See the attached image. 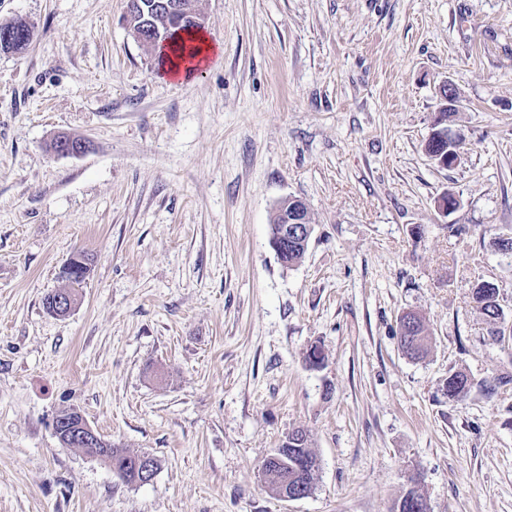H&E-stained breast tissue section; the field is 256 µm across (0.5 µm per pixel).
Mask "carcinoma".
Listing matches in <instances>:
<instances>
[{
  "label": "carcinoma",
  "instance_id": "cac0c4a2",
  "mask_svg": "<svg viewBox=\"0 0 512 512\" xmlns=\"http://www.w3.org/2000/svg\"><path fill=\"white\" fill-rule=\"evenodd\" d=\"M164 0H141L144 8L143 22L155 29V41L151 47L171 45L172 51L178 53L182 47L175 43L179 32L187 31L190 25L178 22L161 11ZM307 248L288 245L278 259L286 267H293L304 258ZM477 308L486 317L489 324H497L494 303L498 301L499 287L491 283L477 285L473 293ZM429 336L424 322L414 319V329L408 335L401 336V346L409 354L420 356L427 350ZM469 385L468 378L461 372L448 376L445 391L448 397L459 395ZM112 470L121 472L120 478L128 484H146L152 477L136 478L133 466L135 453L125 448L111 447ZM275 458L263 460L260 474L264 487L273 495L281 498L288 494L307 496L315 485L316 476L307 464L314 463L317 456L311 451L309 435L303 429L296 428L288 432L279 448L274 452ZM400 512H426V501L416 490H409L399 501Z\"/></svg>",
  "mask_w": 512,
  "mask_h": 512
}]
</instances>
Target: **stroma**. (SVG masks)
I'll return each instance as SVG.
<instances>
[{"label": "stroma", "mask_w": 512, "mask_h": 512, "mask_svg": "<svg viewBox=\"0 0 512 512\" xmlns=\"http://www.w3.org/2000/svg\"><path fill=\"white\" fill-rule=\"evenodd\" d=\"M126 7L0 0V25L33 29L0 51V512H395L415 473L429 512H512V0H198L224 52L188 84ZM445 81L448 169L425 151ZM61 133L89 151L54 154ZM288 196L314 226L290 269L269 234ZM457 371L473 385L451 399ZM66 408L154 478L62 447ZM296 427L320 471L284 501L259 465ZM437 98H438V101L443 104L442 107L448 108V112L441 111L440 117H438L437 113H436L434 121L436 124H438L441 121V119H444V120H446V122H444L443 125L446 126L447 120H448V114H453L456 111L459 112L460 103H461L460 96L458 94L456 86L452 82L448 81V82L441 84L438 87ZM448 127H434L429 135L430 137H434L435 140L443 144L444 141L447 140V148H442L438 152L431 155V159L434 160L440 167L448 168V164L450 163L451 167L457 164L460 159V146L464 142L463 135L459 132V130H453L451 126ZM437 128V129H435ZM473 296L478 310L486 317L488 323L497 325L494 303L498 301L499 287L491 283H481L475 287ZM414 323L410 335H401V346L407 353L420 356L427 350L429 336L421 318L414 319Z\"/></svg>", "instance_id": "stroma-1"}]
</instances>
